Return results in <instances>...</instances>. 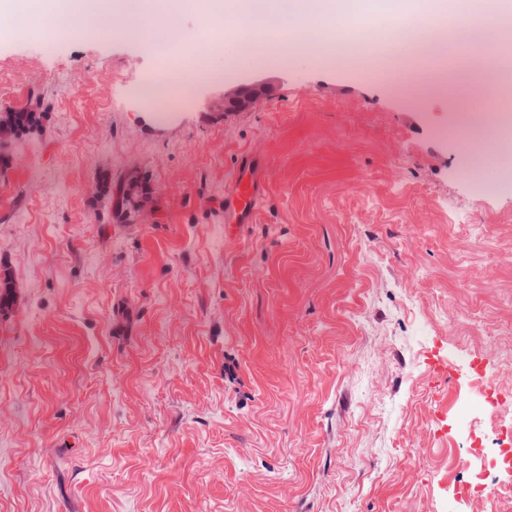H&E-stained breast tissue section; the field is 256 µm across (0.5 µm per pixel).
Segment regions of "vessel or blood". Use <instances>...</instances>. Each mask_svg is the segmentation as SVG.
Wrapping results in <instances>:
<instances>
[{"label": "vessel or blood", "instance_id": "obj_1", "mask_svg": "<svg viewBox=\"0 0 512 512\" xmlns=\"http://www.w3.org/2000/svg\"><path fill=\"white\" fill-rule=\"evenodd\" d=\"M264 194L262 160L253 153H242L233 178L224 189L225 231L230 232L254 223L258 203Z\"/></svg>", "mask_w": 512, "mask_h": 512}]
</instances>
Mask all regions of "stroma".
<instances>
[{"mask_svg": "<svg viewBox=\"0 0 512 512\" xmlns=\"http://www.w3.org/2000/svg\"><path fill=\"white\" fill-rule=\"evenodd\" d=\"M179 3L153 53L79 14L0 35V113L40 116L0 143V512H451L468 367L512 384V132L467 156L416 80L493 53L414 14L392 46L388 0L337 6L340 63ZM201 57L268 97L224 111ZM265 195L263 162L255 154L240 155L231 182L224 189L225 235L255 223L258 202Z\"/></svg>", "mask_w": 512, "mask_h": 512, "instance_id": "obj_1", "label": "stroma"}]
</instances>
